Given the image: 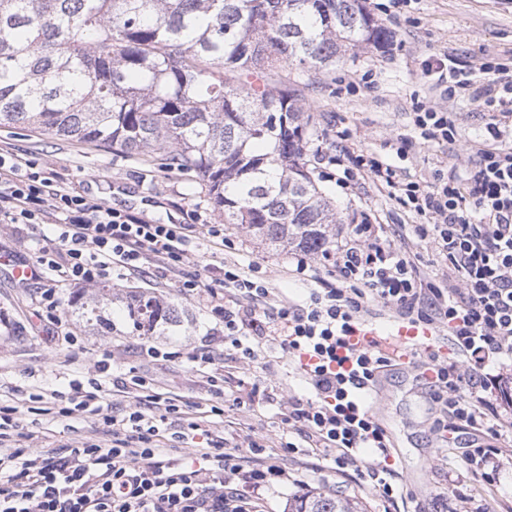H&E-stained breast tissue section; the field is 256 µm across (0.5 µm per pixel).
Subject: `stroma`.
<instances>
[{
    "label": "stroma",
    "mask_w": 512,
    "mask_h": 512,
    "mask_svg": "<svg viewBox=\"0 0 512 512\" xmlns=\"http://www.w3.org/2000/svg\"><path fill=\"white\" fill-rule=\"evenodd\" d=\"M390 0H367V8L379 22L389 25L393 39L382 48H353L336 67L315 83H307L297 70H289L310 117L316 136L332 139L344 132L343 148L368 152L395 166L409 180L430 179L447 156L446 148L424 141L410 125L414 103L433 104L439 93L422 71L423 60L432 54L448 55L464 64L493 57L512 67V0H413L400 23L387 14ZM407 135L404 156H397L393 132ZM0 149L24 163L53 173L66 183L70 193L92 196L105 205L130 211L155 224L186 225L189 260L164 278H145L116 266L107 281L115 291L143 288L164 300L184 306L191 319L178 335L140 338L127 335L115 319L114 330L79 318L76 300L94 295L90 286L64 289L58 315L77 336L76 345L48 348L34 309L41 294L37 282L17 286L0 272V405L17 410L21 428L32 436L33 447L47 442H95L104 439L103 424L96 416H61L57 411L31 409L29 396L54 390L67 391L70 380L95 377L94 365L103 352H110L107 373L113 382L105 395L114 413L122 414L133 400L121 383L130 368L150 372L158 392L184 401L201 402L215 389L225 393L224 413L215 417L214 435L247 445L258 439L278 447L286 435L287 408L269 403L268 394L300 390L295 364L274 343H266L253 359H241L238 351L221 348L216 365L197 370L189 361L202 337L214 326L210 307L201 297H188L179 289L185 277L213 285L218 270L234 267L244 277L262 282L269 290V303L287 298L303 301L309 284L288 272V250L261 244L234 226L209 198L198 180L163 168L152 157L127 155L101 146L55 138L46 132L23 127H0ZM322 173L321 184L342 222L337 236H346L351 225L413 224L415 214L396 200L379 193L370 180L339 185L343 169L311 158ZM223 225L234 248H221L209 237L207 225ZM48 224L17 226L0 221V253L35 262L45 239L53 237ZM174 353L171 361L145 360L141 346ZM427 388L414 368L400 366L390 371L374 409L394 443L390 464L402 472L407 491L421 512H512V437L497 440L504 453L499 457L494 488H487L467 465L463 452L469 445H485L491 437L470 429L444 443L433 430L436 417L428 404ZM295 482L271 494L272 512H286L289 499L309 491L325 490L357 498L364 512H380L378 493L359 486L334 472L331 461H321L308 452L295 454L288 462Z\"/></svg>",
    "instance_id": "obj_1"
}]
</instances>
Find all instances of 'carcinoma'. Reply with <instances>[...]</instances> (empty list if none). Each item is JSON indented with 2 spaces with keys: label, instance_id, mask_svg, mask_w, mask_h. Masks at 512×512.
Wrapping results in <instances>:
<instances>
[{
  "label": "carcinoma",
  "instance_id": "obj_1",
  "mask_svg": "<svg viewBox=\"0 0 512 512\" xmlns=\"http://www.w3.org/2000/svg\"><path fill=\"white\" fill-rule=\"evenodd\" d=\"M391 32L366 0H0V127L155 157L203 182L226 223L268 246L332 249L341 222L305 159L313 136L286 79ZM131 333L173 335L185 311L125 297ZM288 512H360L329 492Z\"/></svg>",
  "mask_w": 512,
  "mask_h": 512
}]
</instances>
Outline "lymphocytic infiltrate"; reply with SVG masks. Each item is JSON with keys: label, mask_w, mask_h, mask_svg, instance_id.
<instances>
[{"label": "lymphocytic infiltrate", "mask_w": 512, "mask_h": 512, "mask_svg": "<svg viewBox=\"0 0 512 512\" xmlns=\"http://www.w3.org/2000/svg\"><path fill=\"white\" fill-rule=\"evenodd\" d=\"M423 72L443 85L444 100L481 103L495 144H472L456 112L442 104L411 116L420 138L448 146L450 167L432 180L404 183L394 166L373 155L348 156L345 180L370 178L417 216V223L399 226L398 243L383 240L381 225H355L327 253L332 269L325 277L310 253H292L289 272L315 284L302 304H268L267 288L232 270L224 273L222 293L202 289L194 278L180 284L184 295H206L225 343L243 356L272 342L295 362L311 394L289 393V433L339 473L359 475L383 498V512H410L412 497L388 462L390 436L366 402L401 360L387 353L382 338L362 347L350 341L366 325L370 306L402 323L447 329L457 358L433 348L411 352L408 360L433 373L427 396L440 438L469 428L495 437L512 431V416L503 411L512 381V74L490 58L466 68L436 54L424 60ZM0 214L13 224L53 225L56 236L40 248L37 262L75 286L98 282L115 264L166 271L187 260L184 225L154 224L73 195L57 179L23 172L1 153ZM413 238L441 257L440 278L415 262ZM90 385L84 391L73 382L53 397L61 415L99 416L110 438L106 448L30 447L14 408L0 406V512H269V493L290 479L286 461L294 442L253 443L243 451L211 439L208 417L223 415L219 406L206 414L194 404L179 408L147 376L134 375L135 407L117 416L104 404L99 381ZM195 431L205 446L184 447Z\"/></svg>", "instance_id": "f902f5d3"}]
</instances>
